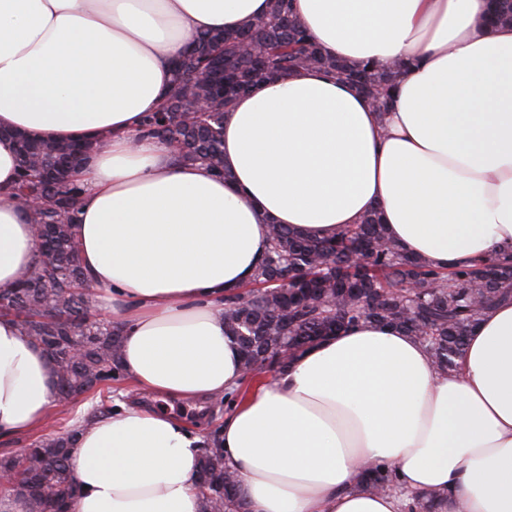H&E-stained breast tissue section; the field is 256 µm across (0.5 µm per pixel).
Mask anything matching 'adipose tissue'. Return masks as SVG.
Masks as SVG:
<instances>
[{"label":"adipose tissue","instance_id":"1","mask_svg":"<svg viewBox=\"0 0 512 512\" xmlns=\"http://www.w3.org/2000/svg\"><path fill=\"white\" fill-rule=\"evenodd\" d=\"M329 56L408 66L378 112L306 68L257 84L224 115L216 177L143 135L196 34L263 17L269 0H0V288L32 273L29 210L12 195L8 133L90 140L76 179L79 257L142 392L217 400L224 465L250 512H512V304L486 309L456 366L364 321L246 383L224 298L252 278L269 227L332 235L378 208L405 252L448 269L512 251V26L486 0H292ZM57 402L51 360L0 313V440ZM199 438L145 403L79 425L72 512H200ZM395 469L401 495L361 485ZM484 26L512 25V0H489L481 18Z\"/></svg>","mask_w":512,"mask_h":512}]
</instances>
